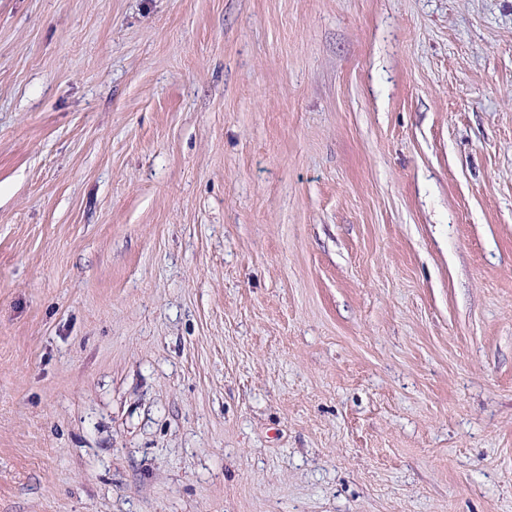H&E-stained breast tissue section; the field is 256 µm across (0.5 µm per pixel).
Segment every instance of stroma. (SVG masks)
<instances>
[{"label": "stroma", "instance_id": "1", "mask_svg": "<svg viewBox=\"0 0 512 512\" xmlns=\"http://www.w3.org/2000/svg\"><path fill=\"white\" fill-rule=\"evenodd\" d=\"M0 512H512V0H0Z\"/></svg>", "mask_w": 512, "mask_h": 512}]
</instances>
